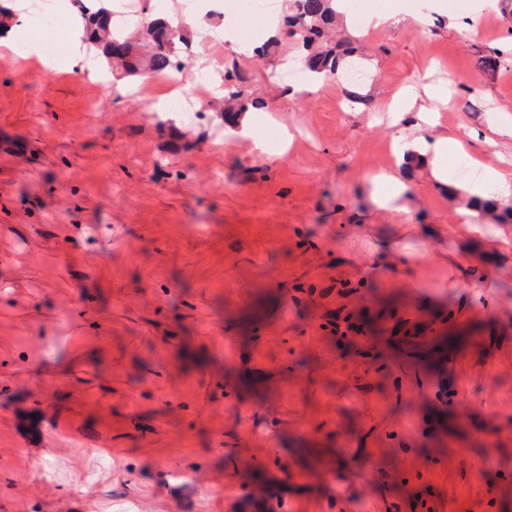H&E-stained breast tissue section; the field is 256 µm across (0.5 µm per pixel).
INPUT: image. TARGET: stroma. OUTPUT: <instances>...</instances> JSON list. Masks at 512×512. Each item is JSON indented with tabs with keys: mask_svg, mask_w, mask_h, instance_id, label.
Masks as SVG:
<instances>
[{
	"mask_svg": "<svg viewBox=\"0 0 512 512\" xmlns=\"http://www.w3.org/2000/svg\"><path fill=\"white\" fill-rule=\"evenodd\" d=\"M422 2L352 29L354 87L295 91L284 37L212 52L295 129L274 159L223 96L147 106L77 34L56 70L0 47V512H512V279L428 171L403 210L371 196L391 110L440 89L422 135L512 171V15L435 0L421 29ZM383 235L410 253L366 276ZM461 246L481 293L448 285ZM263 112L262 108L251 107V112ZM254 114V113H253ZM253 114L244 117L237 125L236 134L245 140H250L254 146V149L262 154L268 153L266 143L263 139L257 136V128L254 126L255 117Z\"/></svg>",
	"mask_w": 512,
	"mask_h": 512,
	"instance_id": "obj_1",
	"label": "stroma"
}]
</instances>
